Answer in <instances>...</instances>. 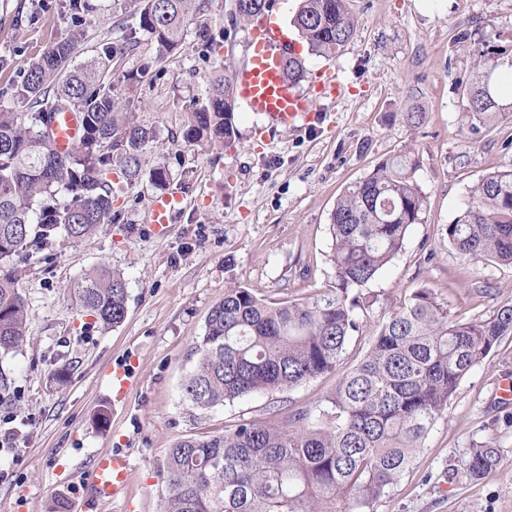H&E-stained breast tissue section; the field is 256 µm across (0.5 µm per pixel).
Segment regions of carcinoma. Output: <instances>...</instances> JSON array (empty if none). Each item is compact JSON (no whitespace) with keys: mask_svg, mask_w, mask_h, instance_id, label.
Instances as JSON below:
<instances>
[{"mask_svg":"<svg viewBox=\"0 0 512 512\" xmlns=\"http://www.w3.org/2000/svg\"><path fill=\"white\" fill-rule=\"evenodd\" d=\"M138 28L102 53L76 61L77 38L50 46L10 87L17 111L0 104V351L27 339L26 301L13 257L51 243L96 234L120 218L112 174L128 183L166 186L170 171L145 168L155 127L137 116L134 92L142 74H123L116 91L113 64L150 35L156 59L176 50L186 27L204 31L205 0H134ZM268 0H235L233 17L252 20ZM293 26L312 52L331 57L352 39L355 20L346 0H303ZM489 50L473 54L475 79L462 102L468 130L478 135L512 114L502 98L500 70ZM290 82L304 77L301 61L284 63ZM231 75L217 74L194 102L182 137L190 145L235 146V115L224 111ZM78 112L83 135L61 153L49 133L52 115ZM407 148L378 163L347 188L330 217V261L336 282L297 302L273 305L235 285L210 308L194 342L195 366L183 383L186 401L200 408L259 393L284 392L336 369L348 343L363 333L359 313L374 304L362 287L402 250L407 229L421 220L426 197ZM65 192L66 201H58ZM468 259L512 265V170L494 172L472 190L468 208L443 229ZM79 308L105 327L127 315L124 278L106 268L72 288ZM512 336V305L487 319L460 322L430 288L414 290L405 306L383 318L366 354L313 412L245 420L231 430L185 437L167 450L159 512H365L411 468L462 380L503 338ZM498 449L469 448L466 475L484 481Z\"/></svg>","mask_w":512,"mask_h":512,"instance_id":"obj_1","label":"carcinoma"}]
</instances>
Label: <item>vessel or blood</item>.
I'll return each instance as SVG.
<instances>
[{
    "label": "vessel or blood",
    "instance_id": "obj_1",
    "mask_svg": "<svg viewBox=\"0 0 512 512\" xmlns=\"http://www.w3.org/2000/svg\"><path fill=\"white\" fill-rule=\"evenodd\" d=\"M294 46L284 36L275 9L258 19L249 61L232 73L236 97L248 111L266 116L276 126L295 128L306 121L312 112L313 100L289 83L282 71L283 60L293 55ZM58 150H65L82 134L77 113H56L51 126ZM182 198L176 194H161L151 202L149 223L156 236H165L175 212L180 210ZM129 460L120 451L100 454L83 474L86 494L82 500L83 512L126 496V476Z\"/></svg>",
    "mask_w": 512,
    "mask_h": 512
}]
</instances>
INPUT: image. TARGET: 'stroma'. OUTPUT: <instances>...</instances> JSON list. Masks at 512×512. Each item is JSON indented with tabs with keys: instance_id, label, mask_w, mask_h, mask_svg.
Masks as SVG:
<instances>
[{
	"instance_id": "35a3bbf8",
	"label": "stroma",
	"mask_w": 512,
	"mask_h": 512,
	"mask_svg": "<svg viewBox=\"0 0 512 512\" xmlns=\"http://www.w3.org/2000/svg\"><path fill=\"white\" fill-rule=\"evenodd\" d=\"M356 21L350 43L333 59L297 42L308 89L322 67L334 69L338 92L316 99L295 129L235 105L239 141L222 151L187 146L182 129L206 80L250 57L251 22L231 21L234 0H206L209 28L189 26L180 49L157 59L140 35L121 62L144 70L136 93L140 120L159 133L146 165L166 162V189L184 204L165 238L148 227L149 181L114 178L122 210L117 223L73 240L57 236L44 250L14 258L28 308V335L18 352L0 354V512H49L55 498L79 506L81 470L102 452L120 449L130 467L126 497L100 512H159V477L168 448L188 436L224 432L244 419L266 418L272 406L315 408L368 347L384 313L412 291L433 289L451 318H488L512 305V265L466 260L443 239L487 174L512 170V117L474 135L460 91L473 77L472 53L484 47L512 55V0H347ZM74 23L59 0H0V90L51 44L78 37L81 56L122 38L138 21L117 0H85ZM420 107L418 126L402 115ZM412 148L415 179L426 196L419 223L407 231L391 264L364 286L376 302L362 337L348 344L335 371L294 389L257 394L214 408L184 401L181 386L194 366L193 346L211 305L240 284L269 303L294 302L335 282L329 260V217L337 198L374 166ZM105 267L127 283V316L103 328L76 307L72 285ZM491 295H484V288ZM135 374L117 392L108 371ZM65 380H57L58 371ZM512 379V337L505 338L461 382L425 449L374 512H512V401L498 385ZM107 413L100 427L99 413ZM500 450L484 481L463 474L472 444Z\"/></svg>"
}]
</instances>
